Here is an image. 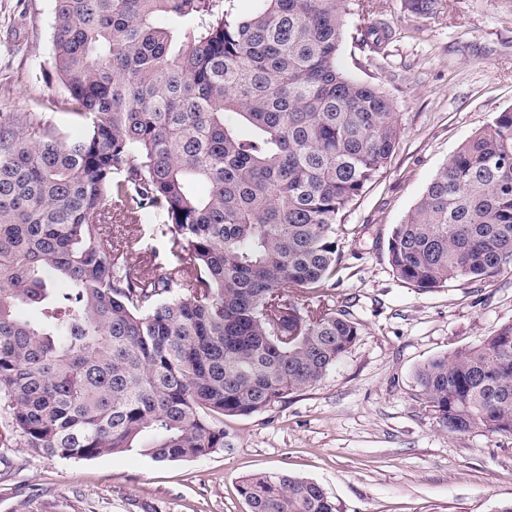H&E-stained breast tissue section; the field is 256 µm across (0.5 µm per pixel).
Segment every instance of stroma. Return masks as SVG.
I'll list each match as a JSON object with an SVG mask.
<instances>
[{
  "instance_id": "stroma-1",
  "label": "stroma",
  "mask_w": 512,
  "mask_h": 512,
  "mask_svg": "<svg viewBox=\"0 0 512 512\" xmlns=\"http://www.w3.org/2000/svg\"><path fill=\"white\" fill-rule=\"evenodd\" d=\"M338 58L380 85L400 113L398 143L350 207L326 305L359 322L355 345L315 385L251 416L224 419L226 448L157 462L136 452L66 460L0 448V512H250L255 473L318 483L341 512H499L512 503V436L451 434L415 384L430 359L512 322V274L422 293L394 274L388 242L437 171L499 112L512 109V5L350 0ZM382 22V50L359 43ZM56 76L53 0H0V112L39 113L79 134Z\"/></svg>"
}]
</instances>
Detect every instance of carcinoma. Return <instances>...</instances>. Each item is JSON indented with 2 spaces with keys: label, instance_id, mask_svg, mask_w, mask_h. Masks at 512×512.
Wrapping results in <instances>:
<instances>
[{
  "label": "carcinoma",
  "instance_id": "obj_1",
  "mask_svg": "<svg viewBox=\"0 0 512 512\" xmlns=\"http://www.w3.org/2000/svg\"><path fill=\"white\" fill-rule=\"evenodd\" d=\"M237 2L54 0L85 132L0 112L1 448L204 457L224 417L286 402L355 345L360 324L319 294L344 212L395 149L396 103L337 65L348 0ZM114 223L164 240L162 275ZM388 257L421 292L512 270V109L440 168ZM45 273L66 283L52 303ZM42 302L43 322L19 315ZM415 382L449 432L512 436V323ZM239 492L251 512H340L297 476Z\"/></svg>",
  "mask_w": 512,
  "mask_h": 512
}]
</instances>
